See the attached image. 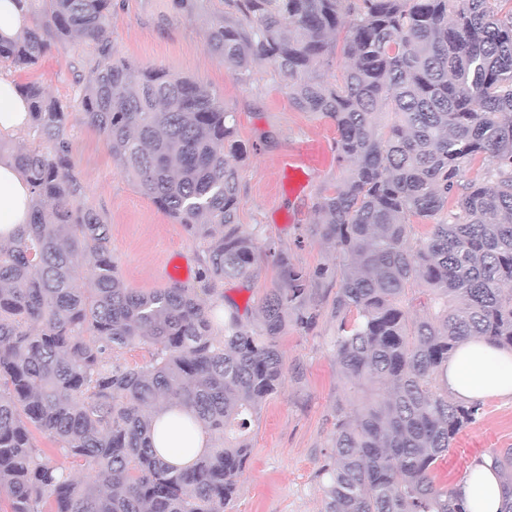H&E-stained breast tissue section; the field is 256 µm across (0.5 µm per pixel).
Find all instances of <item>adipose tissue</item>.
<instances>
[{
  "mask_svg": "<svg viewBox=\"0 0 512 512\" xmlns=\"http://www.w3.org/2000/svg\"><path fill=\"white\" fill-rule=\"evenodd\" d=\"M30 104L15 82L0 78V133L16 134L31 125ZM33 190L10 157L0 158V244L11 243L32 217ZM444 382L459 401L491 397L512 398V350L493 346L481 338L464 340L448 361ZM152 443L169 464L182 467L194 462L210 447L202 431L185 437V415L169 405L152 416ZM503 478L490 461L475 464L459 492L469 512H500Z\"/></svg>",
  "mask_w": 512,
  "mask_h": 512,
  "instance_id": "obj_1",
  "label": "adipose tissue"
}]
</instances>
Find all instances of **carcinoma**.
Listing matches in <instances>:
<instances>
[{
  "mask_svg": "<svg viewBox=\"0 0 512 512\" xmlns=\"http://www.w3.org/2000/svg\"><path fill=\"white\" fill-rule=\"evenodd\" d=\"M44 5L47 25L0 42V61L33 67L80 37L92 46L75 100L84 123L141 193L208 241L198 292L179 283L126 286L110 228L85 203L70 160V106L37 83L22 87L40 144L0 141L34 193L32 221L0 245V502L3 512H224L251 455L246 433L285 380L278 337L319 317L313 284L339 280L333 346L351 394L336 403L321 466L324 512H467L432 475L480 403L448 397L442 375L469 336L512 349V9L503 0H226L235 17L206 31L225 68L248 80L255 58L287 80L299 110L336 125L349 163L322 197L314 232L345 260L341 273L293 264L237 224L246 149L234 113L208 87L112 56V0ZM347 26L340 82L320 67ZM391 117L387 125L379 117ZM482 160L478 181L464 170ZM455 205L448 207V199ZM446 217L423 238L409 218ZM280 283L242 323L215 285L254 276L260 252ZM81 256L92 258L85 274ZM423 287L428 314L404 297ZM149 345V363L112 354ZM174 401L215 441L186 468L151 447L149 410ZM66 448L86 473L47 459L32 429ZM512 512V448L491 455Z\"/></svg>",
  "mask_w": 512,
  "mask_h": 512,
  "instance_id": "carcinoma-1",
  "label": "carcinoma"
}]
</instances>
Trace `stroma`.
<instances>
[{
	"label": "stroma",
	"mask_w": 512,
	"mask_h": 512,
	"mask_svg": "<svg viewBox=\"0 0 512 512\" xmlns=\"http://www.w3.org/2000/svg\"><path fill=\"white\" fill-rule=\"evenodd\" d=\"M229 12L225 0H202L191 14L174 0H114L112 49L135 64L163 68L204 84L235 113L238 137L248 151L240 166L238 224L257 229L261 240L287 250L293 263L306 271L343 266V258L314 234L313 226L322 196L342 182L347 162L334 159L323 172L297 182L280 168L301 140L319 139L335 146L336 126L328 118L294 108L283 76L268 61L255 60L245 84L227 71L223 58L209 50L205 32L213 19ZM89 53L87 42L77 39L67 49L51 50L29 69L2 63L0 76L19 85L39 83L50 97L70 104L80 75L87 72L84 60ZM66 132L86 202L110 226L112 256L125 284L143 291L163 287L160 271L168 266L175 280L199 287L206 240L189 235L143 196L114 162L105 139L84 125L78 113L70 114ZM255 268L253 279H227L218 285L238 305L249 326L258 321L260 299L280 281L272 259L259 258ZM315 289L321 302L315 326L291 325L278 338L286 379L262 405L247 433L252 453L225 512H323L325 508L318 471L330 451L336 402L348 385L339 374L333 347L336 322L330 304L336 285L325 281ZM506 448H512V401L487 399L478 422L463 429L438 462L436 485L456 487L475 462Z\"/></svg>",
	"instance_id": "35a3bbf8"
}]
</instances>
